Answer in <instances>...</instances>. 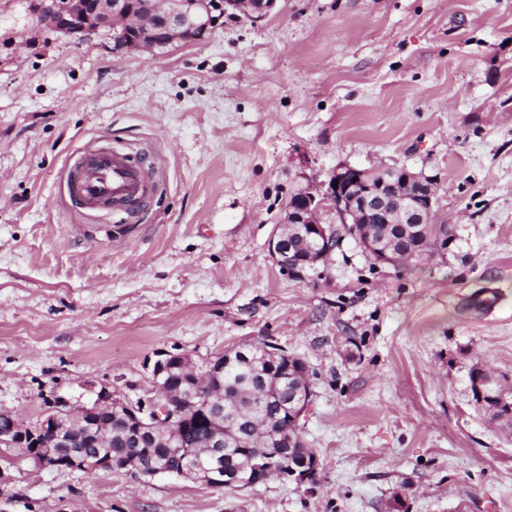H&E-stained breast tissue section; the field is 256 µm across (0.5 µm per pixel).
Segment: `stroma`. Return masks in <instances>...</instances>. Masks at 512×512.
I'll return each instance as SVG.
<instances>
[{
    "mask_svg": "<svg viewBox=\"0 0 512 512\" xmlns=\"http://www.w3.org/2000/svg\"><path fill=\"white\" fill-rule=\"evenodd\" d=\"M91 140L145 159L137 222L60 202ZM341 165L435 177L447 250L394 267L347 235L321 275L284 273L269 241L291 193ZM258 342L310 367L316 485L51 471L0 447V512H512V431L470 380L482 365L512 392V0H278L121 56L0 0V411L134 400L161 352Z\"/></svg>",
    "mask_w": 512,
    "mask_h": 512,
    "instance_id": "35a3bbf8",
    "label": "stroma"
}]
</instances>
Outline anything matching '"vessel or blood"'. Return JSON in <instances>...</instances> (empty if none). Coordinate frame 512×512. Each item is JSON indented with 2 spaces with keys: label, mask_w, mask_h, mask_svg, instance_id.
I'll return each instance as SVG.
<instances>
[{
  "label": "vessel or blood",
  "mask_w": 512,
  "mask_h": 512,
  "mask_svg": "<svg viewBox=\"0 0 512 512\" xmlns=\"http://www.w3.org/2000/svg\"><path fill=\"white\" fill-rule=\"evenodd\" d=\"M147 174L121 150L87 148L79 152L66 177L72 205L133 209L147 197Z\"/></svg>",
  "instance_id": "1"
}]
</instances>
